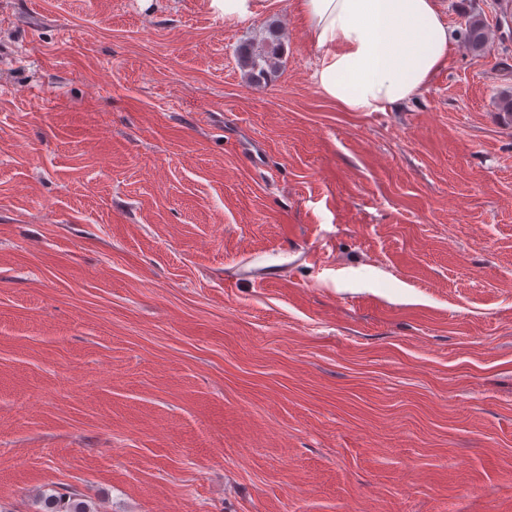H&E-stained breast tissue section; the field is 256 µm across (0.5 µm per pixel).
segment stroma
Listing matches in <instances>:
<instances>
[{
	"mask_svg": "<svg viewBox=\"0 0 512 512\" xmlns=\"http://www.w3.org/2000/svg\"><path fill=\"white\" fill-rule=\"evenodd\" d=\"M263 2L0 0L5 512H512V0L387 112ZM211 6L220 11L224 22H244L257 14L258 0H210ZM489 36L490 31L483 18L478 16L469 20L465 39L470 52L480 55L486 47ZM266 38L260 45L246 44L240 51V64L247 68L251 79L259 81L265 79L269 70L279 66L282 54L281 34L274 22L267 26ZM45 512H98L76 494H51L43 496Z\"/></svg>",
	"mask_w": 512,
	"mask_h": 512,
	"instance_id": "stroma-1",
	"label": "stroma"
}]
</instances>
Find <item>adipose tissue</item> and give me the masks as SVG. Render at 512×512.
<instances>
[{
	"label": "adipose tissue",
	"mask_w": 512,
	"mask_h": 512,
	"mask_svg": "<svg viewBox=\"0 0 512 512\" xmlns=\"http://www.w3.org/2000/svg\"><path fill=\"white\" fill-rule=\"evenodd\" d=\"M315 50L311 79L346 112L409 101L448 58L439 0H291Z\"/></svg>",
	"instance_id": "1"
}]
</instances>
